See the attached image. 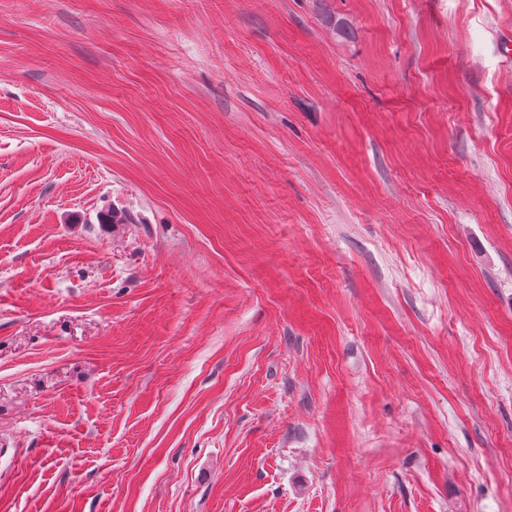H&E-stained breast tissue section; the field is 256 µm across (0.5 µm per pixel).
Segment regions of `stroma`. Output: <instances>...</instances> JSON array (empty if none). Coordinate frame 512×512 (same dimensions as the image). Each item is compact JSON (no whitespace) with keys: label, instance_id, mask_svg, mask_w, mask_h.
Masks as SVG:
<instances>
[{"label":"stroma","instance_id":"1","mask_svg":"<svg viewBox=\"0 0 512 512\" xmlns=\"http://www.w3.org/2000/svg\"><path fill=\"white\" fill-rule=\"evenodd\" d=\"M511 34L0 0V512H512Z\"/></svg>","mask_w":512,"mask_h":512}]
</instances>
